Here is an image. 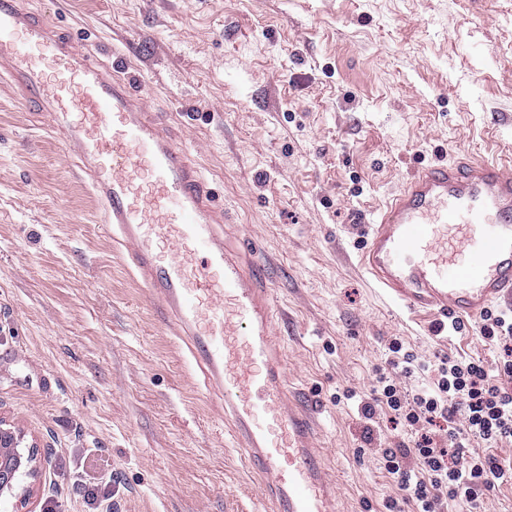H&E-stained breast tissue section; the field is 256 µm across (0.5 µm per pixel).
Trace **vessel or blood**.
<instances>
[{
  "instance_id": "vessel-or-blood-1",
  "label": "vessel or blood",
  "mask_w": 512,
  "mask_h": 512,
  "mask_svg": "<svg viewBox=\"0 0 512 512\" xmlns=\"http://www.w3.org/2000/svg\"><path fill=\"white\" fill-rule=\"evenodd\" d=\"M47 112L122 237L133 276L220 402L277 512H339L313 407L287 373L267 271L230 249L228 217L187 147L149 111L125 59L111 65L0 0V77ZM361 263L384 297L437 330L512 309V164L457 158L412 173L369 226Z\"/></svg>"
}]
</instances>
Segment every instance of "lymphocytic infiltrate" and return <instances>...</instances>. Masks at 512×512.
Segmentation results:
<instances>
[{"label": "lymphocytic infiltrate", "instance_id": "f902f5d3", "mask_svg": "<svg viewBox=\"0 0 512 512\" xmlns=\"http://www.w3.org/2000/svg\"><path fill=\"white\" fill-rule=\"evenodd\" d=\"M484 329L499 349L495 368L479 360L444 357L433 368L431 387L404 391L396 374H411L414 356L400 339L388 345L389 371L381 373L364 417L381 407L405 426L416 429L412 447L387 448L384 467L396 479L406 501L418 512H445L449 501L461 500L478 508L482 498L504 482H512V464L503 465L491 454L466 453L465 440L475 436L489 445L512 443V316L488 312ZM462 417L463 427L453 425ZM448 422V445L438 447L424 428Z\"/></svg>", "mask_w": 512, "mask_h": 512}]
</instances>
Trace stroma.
<instances>
[{"label": "stroma", "mask_w": 512, "mask_h": 512, "mask_svg": "<svg viewBox=\"0 0 512 512\" xmlns=\"http://www.w3.org/2000/svg\"><path fill=\"white\" fill-rule=\"evenodd\" d=\"M101 62L126 54L272 268L295 387L345 512L401 497L367 425L391 337L494 366L479 320L432 335L357 257L423 166L512 159V0H27ZM60 134L0 77V419L40 450L34 512H274L201 373L130 276ZM95 491L89 503L87 491Z\"/></svg>", "instance_id": "stroma-1"}]
</instances>
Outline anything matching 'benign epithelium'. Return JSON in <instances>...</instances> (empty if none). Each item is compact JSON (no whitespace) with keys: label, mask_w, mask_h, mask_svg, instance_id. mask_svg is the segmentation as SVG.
I'll list each match as a JSON object with an SVG mask.
<instances>
[{"label":"benign epithelium","mask_w":512,"mask_h":512,"mask_svg":"<svg viewBox=\"0 0 512 512\" xmlns=\"http://www.w3.org/2000/svg\"><path fill=\"white\" fill-rule=\"evenodd\" d=\"M37 455L21 431L0 421V502L14 505L13 512H29L40 475Z\"/></svg>","instance_id":"obj_1"}]
</instances>
